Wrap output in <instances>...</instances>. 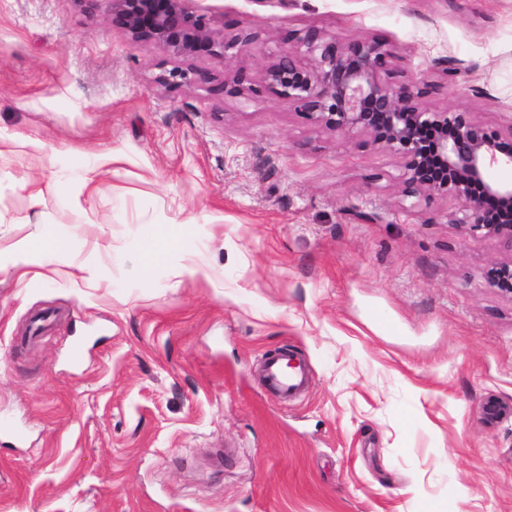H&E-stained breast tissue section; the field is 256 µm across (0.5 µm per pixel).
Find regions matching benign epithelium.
<instances>
[{
  "label": "benign epithelium",
  "instance_id": "1",
  "mask_svg": "<svg viewBox=\"0 0 512 512\" xmlns=\"http://www.w3.org/2000/svg\"><path fill=\"white\" fill-rule=\"evenodd\" d=\"M112 25L134 42L152 44L172 68L155 77L165 87L211 85L215 78L189 62L236 57L257 35L244 28L218 33L187 0H106ZM254 76L224 74L216 91L229 98L263 93L294 106L314 128L363 136L400 159L407 197H451L448 223L472 236L492 237L512 249V183L489 182L485 171L512 167V129L501 132L465 109L428 108L416 82L386 80L394 51L376 37L346 44L318 28L294 33ZM309 55L306 63L301 56ZM487 285L512 297V258L484 270Z\"/></svg>",
  "mask_w": 512,
  "mask_h": 512
}]
</instances>
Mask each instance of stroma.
I'll use <instances>...</instances> for the list:
<instances>
[{
    "mask_svg": "<svg viewBox=\"0 0 512 512\" xmlns=\"http://www.w3.org/2000/svg\"><path fill=\"white\" fill-rule=\"evenodd\" d=\"M190 5L259 34L215 76L375 36L425 105L512 128V0ZM164 61L105 5L0 0V512H512V299L482 278L512 251L404 197L394 154ZM45 232L66 251H27ZM285 350L288 403L259 376ZM286 359L279 355H269L264 361V374L267 385L278 396L293 397L303 391L309 382L308 365L300 358L289 356Z\"/></svg>",
    "mask_w": 512,
    "mask_h": 512,
    "instance_id": "obj_1",
    "label": "stroma"
}]
</instances>
